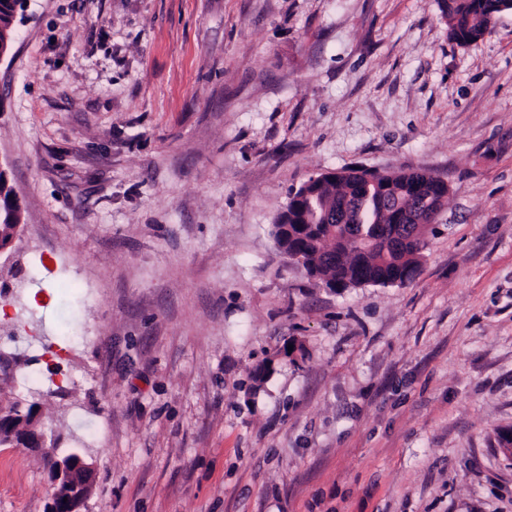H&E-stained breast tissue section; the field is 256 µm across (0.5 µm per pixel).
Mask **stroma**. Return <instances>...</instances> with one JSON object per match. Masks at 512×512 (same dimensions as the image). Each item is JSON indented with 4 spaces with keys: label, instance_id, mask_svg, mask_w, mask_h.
Wrapping results in <instances>:
<instances>
[{
    "label": "stroma",
    "instance_id": "stroma-1",
    "mask_svg": "<svg viewBox=\"0 0 512 512\" xmlns=\"http://www.w3.org/2000/svg\"><path fill=\"white\" fill-rule=\"evenodd\" d=\"M0 368L95 469L82 512H512V11L436 0H27L0 57ZM421 168L415 278L278 254L290 189ZM48 459L0 444V512ZM448 20V39L466 46L488 29L493 16L512 11V0H437ZM487 32L480 38L482 39ZM479 39V40H480Z\"/></svg>",
    "mask_w": 512,
    "mask_h": 512
}]
</instances>
